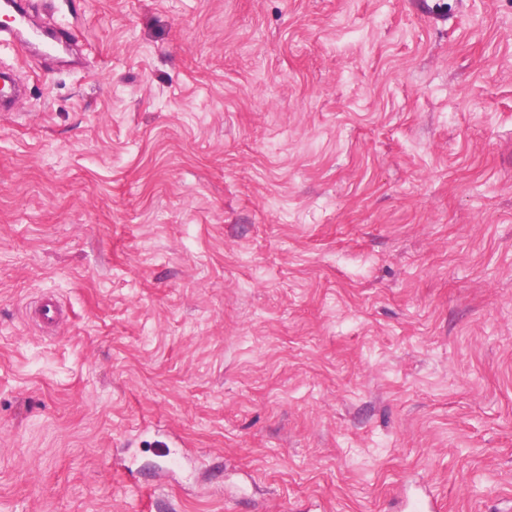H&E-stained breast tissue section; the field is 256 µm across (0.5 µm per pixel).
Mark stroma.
I'll return each mask as SVG.
<instances>
[{"label": "stroma", "mask_w": 512, "mask_h": 512, "mask_svg": "<svg viewBox=\"0 0 512 512\" xmlns=\"http://www.w3.org/2000/svg\"><path fill=\"white\" fill-rule=\"evenodd\" d=\"M31 4L0 512H499L512 0Z\"/></svg>", "instance_id": "stroma-1"}]
</instances>
